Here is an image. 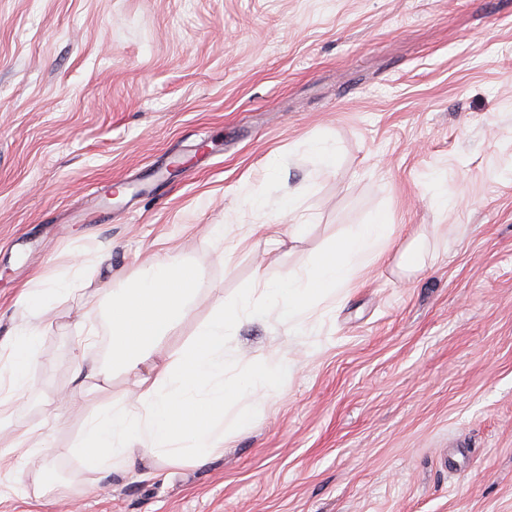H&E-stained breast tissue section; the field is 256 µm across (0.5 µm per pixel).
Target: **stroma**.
<instances>
[{
  "instance_id": "stroma-1",
  "label": "stroma",
  "mask_w": 512,
  "mask_h": 512,
  "mask_svg": "<svg viewBox=\"0 0 512 512\" xmlns=\"http://www.w3.org/2000/svg\"><path fill=\"white\" fill-rule=\"evenodd\" d=\"M381 214L384 255L302 333L268 310L228 336L229 362L290 372L221 454L88 472L69 452L84 417L132 380L84 390L43 435L83 512H512V0H0V342L27 321L23 288L95 267L94 302L42 324L34 394L0 439L39 428L77 362L107 363L104 297L145 260L199 274L166 362L213 310ZM411 246L427 258L406 272ZM83 323L99 340L79 352ZM42 464L0 466V512H57Z\"/></svg>"
}]
</instances>
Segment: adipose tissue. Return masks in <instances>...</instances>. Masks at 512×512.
<instances>
[{"mask_svg": "<svg viewBox=\"0 0 512 512\" xmlns=\"http://www.w3.org/2000/svg\"><path fill=\"white\" fill-rule=\"evenodd\" d=\"M393 232L382 219L353 225L287 282L265 284L260 296L248 292L213 311L191 343L163 364L154 363L155 350L190 315L199 278L176 255L144 265L129 287L109 296V366H94L85 374L94 380L126 372L133 376L135 388L121 401L107 403L86 417L77 448L83 463L108 476L129 466L138 447L153 450L170 466L221 451L229 405L255 399L258 391L288 375L284 362L234 370L224 358V344L235 324L265 302L277 308L289 329L301 330L308 310L335 296L370 259L380 257ZM84 274L79 267L71 279L53 285L39 281L22 294L20 303L29 319L7 346H0V412L31 397L30 372L37 358L41 321L48 317L53 299L76 308L85 305Z\"/></svg>", "mask_w": 512, "mask_h": 512, "instance_id": "1", "label": "adipose tissue"}]
</instances>
